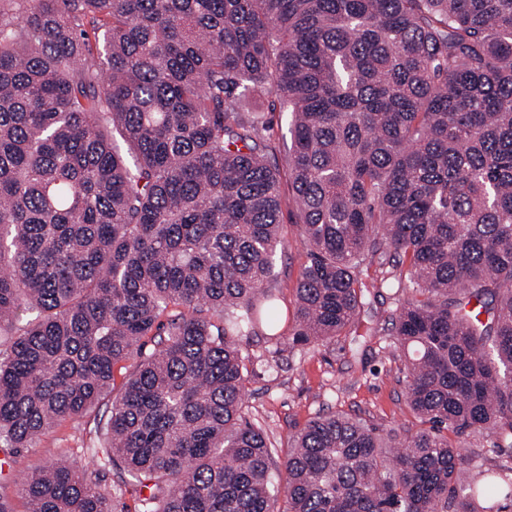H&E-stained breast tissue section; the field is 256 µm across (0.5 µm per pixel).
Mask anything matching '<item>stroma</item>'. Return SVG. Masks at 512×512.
I'll return each instance as SVG.
<instances>
[{
  "label": "stroma",
  "instance_id": "1",
  "mask_svg": "<svg viewBox=\"0 0 512 512\" xmlns=\"http://www.w3.org/2000/svg\"><path fill=\"white\" fill-rule=\"evenodd\" d=\"M279 232L284 247L275 256L267 286L291 309L306 245L292 220L282 219ZM397 306V295L384 292L361 310L347 335L328 343L279 351L260 337L243 340L244 350L253 357L245 381L249 419L264 430L275 464H282L294 435L308 421L331 413L394 428L403 435L420 428L407 402L403 362L389 332L388 318ZM88 439L84 421L67 419L32 447L11 453L10 469L0 472V492L12 499L15 512L27 508L19 492L22 478L60 460L87 466L80 450Z\"/></svg>",
  "mask_w": 512,
  "mask_h": 512
}]
</instances>
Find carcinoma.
Listing matches in <instances>:
<instances>
[{
    "label": "carcinoma",
    "mask_w": 512,
    "mask_h": 512,
    "mask_svg": "<svg viewBox=\"0 0 512 512\" xmlns=\"http://www.w3.org/2000/svg\"><path fill=\"white\" fill-rule=\"evenodd\" d=\"M240 92L291 113L289 200ZM382 288L407 293L391 335L426 427L319 417L274 470L240 342L331 341ZM0 335L1 449L96 412L92 469L27 474L26 512H115L112 469L142 512H503L512 0H0ZM292 206L283 209L282 221L279 227L280 237L284 241V248L279 250L274 260V272L272 278L265 285L279 296L282 305L288 308V325H293V313L295 307V288L300 276L301 268L306 260V244L304 243L299 228L292 218L288 219V210ZM448 439L452 442H461L466 452L475 456L479 463L485 466H492L498 463V460L489 450L492 448L493 438L483 434H465L464 436L457 437L453 433H448ZM500 461V460H499Z\"/></svg>",
    "instance_id": "1"
}]
</instances>
